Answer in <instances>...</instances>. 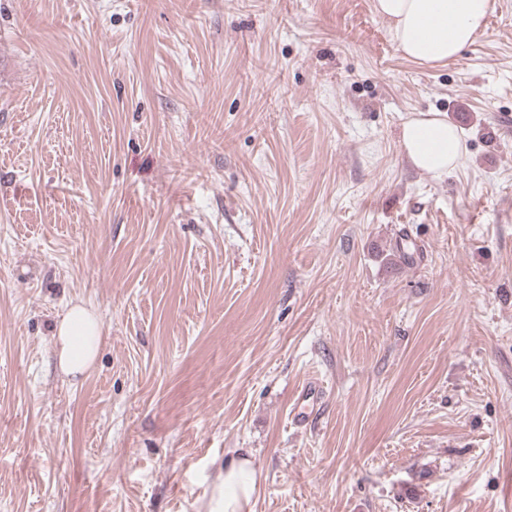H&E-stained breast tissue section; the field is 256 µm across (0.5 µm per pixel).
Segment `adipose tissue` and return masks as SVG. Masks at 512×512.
I'll return each mask as SVG.
<instances>
[{
    "label": "adipose tissue",
    "instance_id": "adipose-tissue-1",
    "mask_svg": "<svg viewBox=\"0 0 512 512\" xmlns=\"http://www.w3.org/2000/svg\"><path fill=\"white\" fill-rule=\"evenodd\" d=\"M491 0H376L375 10L389 25L401 53L420 63L456 57L486 26ZM402 149L418 169L438 178L458 166L465 146L454 125L438 112L419 113L403 126ZM53 337L62 373L77 377L94 364L103 325L76 304L58 322ZM257 491L252 460L235 452L224 461L210 512H251Z\"/></svg>",
    "mask_w": 512,
    "mask_h": 512
}]
</instances>
